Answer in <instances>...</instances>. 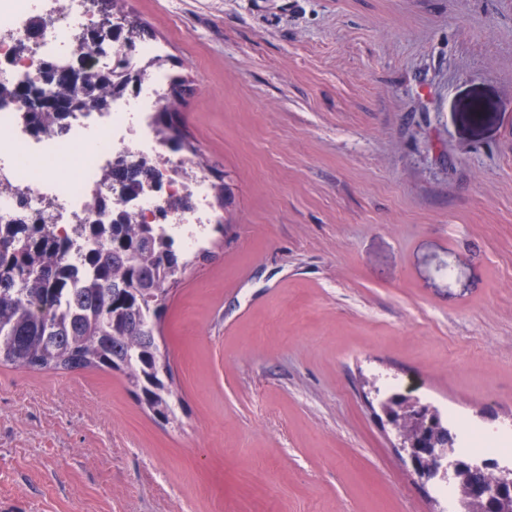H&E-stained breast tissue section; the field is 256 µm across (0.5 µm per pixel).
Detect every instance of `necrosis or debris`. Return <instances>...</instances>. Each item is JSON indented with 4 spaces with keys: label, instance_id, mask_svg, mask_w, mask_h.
<instances>
[{
    "label": "necrosis or debris",
    "instance_id": "necrosis-or-debris-1",
    "mask_svg": "<svg viewBox=\"0 0 512 512\" xmlns=\"http://www.w3.org/2000/svg\"><path fill=\"white\" fill-rule=\"evenodd\" d=\"M103 2L18 0L0 7V84H39V67L47 62L108 71L123 55L134 77L110 111L74 113L65 132L52 138L32 136L26 112L13 101L0 100V233L49 216L59 239L75 238L78 224L105 197L113 210L125 209L141 222L162 225L175 246L193 249L204 226L213 221L209 181L202 174L183 176L184 160L160 142L150 124L152 113L162 106L167 80L165 71L145 67L157 47L137 42L126 49L117 43L101 49L86 41V34L103 22ZM37 20L42 26L32 40L28 32ZM74 148L79 151L76 162L64 166ZM119 158L154 171L150 186L126 204L113 198L103 180ZM455 435L465 443L457 454L469 463L490 467L512 454V438L493 429L459 424Z\"/></svg>",
    "mask_w": 512,
    "mask_h": 512
}]
</instances>
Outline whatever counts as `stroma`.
<instances>
[{
  "mask_svg": "<svg viewBox=\"0 0 512 512\" xmlns=\"http://www.w3.org/2000/svg\"><path fill=\"white\" fill-rule=\"evenodd\" d=\"M229 200L119 373L0 365V512H439L385 383L512 431V0H126Z\"/></svg>",
  "mask_w": 512,
  "mask_h": 512,
  "instance_id": "obj_1",
  "label": "stroma"
}]
</instances>
